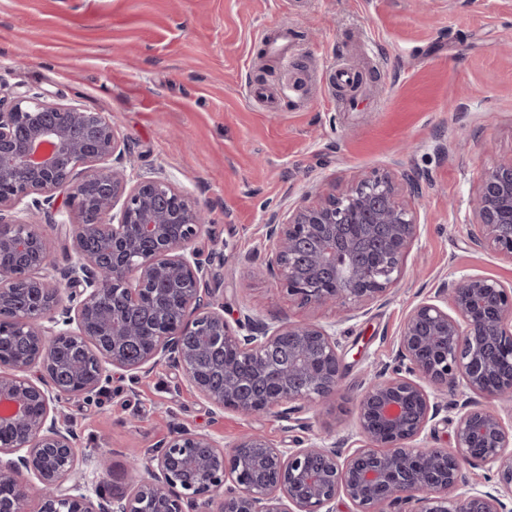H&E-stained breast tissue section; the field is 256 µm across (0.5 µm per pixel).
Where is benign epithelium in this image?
Listing matches in <instances>:
<instances>
[{"label": "benign epithelium", "instance_id": "7a95c632", "mask_svg": "<svg viewBox=\"0 0 512 512\" xmlns=\"http://www.w3.org/2000/svg\"><path fill=\"white\" fill-rule=\"evenodd\" d=\"M112 119L27 89L0 95V512H512V421L484 405L512 394V286L464 275L416 304L397 364L358 398L359 446L316 436L280 448L247 432L231 449L182 427L132 463L125 492H105L106 454L79 447L57 404L90 396L115 369L166 362L212 415L278 413L309 424L340 388L336 330L312 321L224 317V283L194 243L206 206L154 172L131 175ZM419 177L375 172L345 190L305 193L265 225L263 273L299 306L346 318L404 277L419 229L404 194ZM474 245L512 260V158L483 176ZM70 264L52 260V235ZM454 445L424 444L445 408ZM496 482L469 487L466 467Z\"/></svg>", "mask_w": 512, "mask_h": 512}]
</instances>
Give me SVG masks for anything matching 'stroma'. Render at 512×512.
Wrapping results in <instances>:
<instances>
[{"label":"stroma","instance_id":"stroma-1","mask_svg":"<svg viewBox=\"0 0 512 512\" xmlns=\"http://www.w3.org/2000/svg\"><path fill=\"white\" fill-rule=\"evenodd\" d=\"M338 64L362 75L355 94L331 84ZM0 85L110 117L132 165L207 205L195 246L227 244L212 271L228 313L332 322L345 352L341 388L306 429L274 413L212 417L165 362L135 381L113 371L102 392L61 404L87 450L109 451L110 491L181 425L228 448L246 432L283 448L318 434L354 446L362 385L394 364L410 309L466 274L512 284V262L470 242L475 188L512 157V0H0ZM375 170L421 176L406 277L343 323L297 306L258 272L264 224L311 186Z\"/></svg>","mask_w":512,"mask_h":512}]
</instances>
